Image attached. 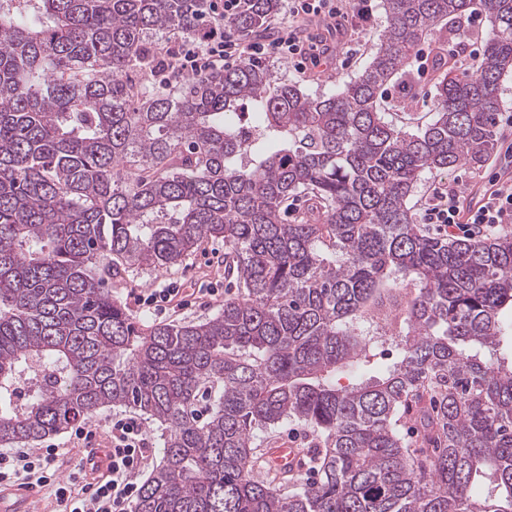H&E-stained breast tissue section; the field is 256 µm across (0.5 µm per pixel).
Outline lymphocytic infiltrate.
Returning <instances> with one entry per match:
<instances>
[{"label":"lymphocytic infiltrate","mask_w":512,"mask_h":512,"mask_svg":"<svg viewBox=\"0 0 512 512\" xmlns=\"http://www.w3.org/2000/svg\"><path fill=\"white\" fill-rule=\"evenodd\" d=\"M248 0H207L203 27L195 40L181 51L169 53L159 62V73L175 70L196 76L235 64H263L284 59L298 70L317 66L328 48L300 38L292 22L318 17L328 19L334 31L343 28L362 30L370 6L361 0L357 9L343 12L337 0H288L289 24L279 25L270 38L249 40L243 37L235 20ZM463 205L450 186L434 188L423 212L425 223L439 232L466 238L484 236L489 229L512 224V184L498 185L487 201L470 217H463ZM112 448L108 454L109 473L96 482H83V470L65 476L60 471L54 446L40 450L15 448L0 452V483L20 482L52 492L62 512H132L139 487L136 476L149 457V440L141 421L134 417L113 418Z\"/></svg>","instance_id":"1"}]
</instances>
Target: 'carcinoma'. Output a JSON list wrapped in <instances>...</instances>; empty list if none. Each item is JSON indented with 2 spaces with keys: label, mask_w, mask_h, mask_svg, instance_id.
<instances>
[{
  "label": "carcinoma",
  "mask_w": 512,
  "mask_h": 512,
  "mask_svg": "<svg viewBox=\"0 0 512 512\" xmlns=\"http://www.w3.org/2000/svg\"><path fill=\"white\" fill-rule=\"evenodd\" d=\"M483 2L475 73L439 43L411 132L379 97L413 87L431 30L466 50L471 0H383L372 61L328 96L243 63L136 110L123 74L157 67L152 34L197 35L204 0H0V446L121 405L162 430L132 512H512V233L431 236L406 204L497 151L512 0ZM210 238L243 293L203 322L144 325L105 287ZM284 422L315 448L287 492L257 474ZM471 12H472V14H471ZM471 12L461 20L460 27L462 30L467 31L471 35L472 42L470 40L469 43H474V45L471 48L472 49L478 48L480 50L481 45L484 44V41L492 36L493 27H492L491 23L489 22L487 15L483 11L482 1L474 0L472 8H471ZM478 13L481 14L482 18L480 17V15ZM469 15H470V19H468ZM481 19H482L481 24L476 27H470L468 25L467 21H469L471 24L475 25L477 22L479 23V21ZM395 88L398 87H390L389 90L385 93V98H391L396 95ZM384 98L380 101L381 111L387 112L386 117L388 120H393L394 122L401 124L400 121L412 122L414 125L417 123L426 124L433 117L434 110V87H433V73H430L425 78H416L414 89L405 99V109L403 111H387V108L390 107V103L392 104L394 100L387 101Z\"/></svg>",
  "instance_id": "1"
}]
</instances>
